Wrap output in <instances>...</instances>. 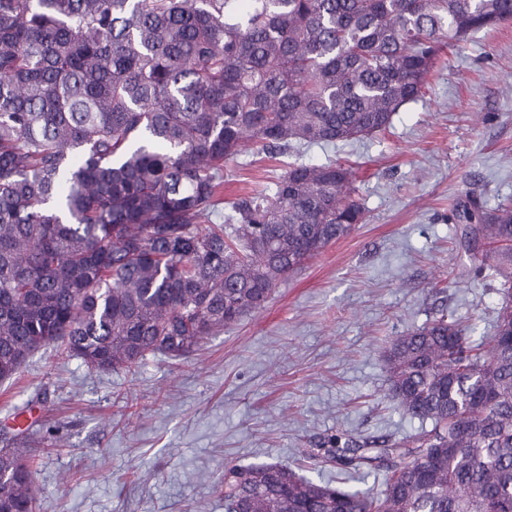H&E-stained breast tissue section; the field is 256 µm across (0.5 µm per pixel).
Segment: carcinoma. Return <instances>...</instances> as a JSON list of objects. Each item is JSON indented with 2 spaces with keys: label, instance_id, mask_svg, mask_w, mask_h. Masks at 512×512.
<instances>
[{
  "label": "carcinoma",
  "instance_id": "1",
  "mask_svg": "<svg viewBox=\"0 0 512 512\" xmlns=\"http://www.w3.org/2000/svg\"><path fill=\"white\" fill-rule=\"evenodd\" d=\"M512 0H0V383L53 346L100 369L180 358L364 222L345 164H288L221 208L244 149L386 129L448 43ZM498 282L492 355L440 312L396 337L390 401L420 422L304 459L382 472L374 493L285 464L224 467V512H512V208L455 210ZM0 432V512H37Z\"/></svg>",
  "mask_w": 512,
  "mask_h": 512
}]
</instances>
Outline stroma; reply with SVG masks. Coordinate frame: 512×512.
<instances>
[{
    "label": "stroma",
    "mask_w": 512,
    "mask_h": 512,
    "mask_svg": "<svg viewBox=\"0 0 512 512\" xmlns=\"http://www.w3.org/2000/svg\"><path fill=\"white\" fill-rule=\"evenodd\" d=\"M329 159L352 165L366 221L263 308L181 359L98 371L48 347L0 383V429L36 451L41 512H224L226 465L414 433L385 401L391 340L442 309L492 335L502 302L452 214L469 196L512 203V20L445 49L386 130L257 164L242 152L224 196Z\"/></svg>",
    "instance_id": "1"
}]
</instances>
